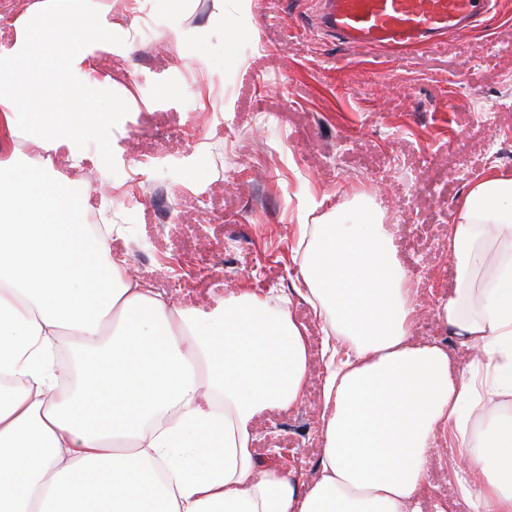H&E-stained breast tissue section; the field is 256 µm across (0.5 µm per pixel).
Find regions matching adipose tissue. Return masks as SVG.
Returning a JSON list of instances; mask_svg holds the SVG:
<instances>
[{
    "label": "adipose tissue",
    "instance_id": "1",
    "mask_svg": "<svg viewBox=\"0 0 512 512\" xmlns=\"http://www.w3.org/2000/svg\"><path fill=\"white\" fill-rule=\"evenodd\" d=\"M76 0H41L0 54V123L26 111L41 156L0 162V512H451L431 498L426 451L473 512H512V175L489 165L456 207L457 286L442 324L465 360L413 337L417 288L372 211L299 227L293 295L230 293L219 314L174 309L124 277L111 236L88 235L84 198L52 157L80 136L112 154L89 102L97 53L126 51L108 12L47 32ZM322 321L321 458L303 481L255 455L259 412L306 395L311 338L293 297ZM67 341L80 379L54 358Z\"/></svg>",
    "mask_w": 512,
    "mask_h": 512
}]
</instances>
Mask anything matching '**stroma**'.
<instances>
[{
    "instance_id": "1",
    "label": "stroma",
    "mask_w": 512,
    "mask_h": 512,
    "mask_svg": "<svg viewBox=\"0 0 512 512\" xmlns=\"http://www.w3.org/2000/svg\"><path fill=\"white\" fill-rule=\"evenodd\" d=\"M92 3L111 11L115 38L130 40L125 54L99 57L91 105L119 108L122 120L112 128L111 158L75 141L88 160L67 176L85 181L89 213L115 194L138 197L133 209L112 208V252L126 258L128 276L167 284L186 310L214 311L229 290L291 293L299 224L330 215L349 222L359 194L420 283L415 336L465 357L435 307L456 286L448 227L459 199L490 163L512 171L502 155L512 134V0L477 28L399 63L323 40L311 25L312 0H253L232 36L213 0H150L145 37L130 0ZM201 29L210 69L189 83L187 52ZM156 181L173 207L165 224ZM292 312L313 338L306 397L292 411L256 415L254 450L289 449L310 480L321 453V322L301 299ZM449 453L441 439L426 453L431 494L451 500L453 512H472L442 467Z\"/></svg>"
}]
</instances>
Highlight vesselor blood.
<instances>
[{
	"label": "vessel or blood",
	"instance_id": "obj_1",
	"mask_svg": "<svg viewBox=\"0 0 512 512\" xmlns=\"http://www.w3.org/2000/svg\"><path fill=\"white\" fill-rule=\"evenodd\" d=\"M499 0H317L314 22L350 47L398 61L470 29Z\"/></svg>",
	"mask_w": 512,
	"mask_h": 512
}]
</instances>
